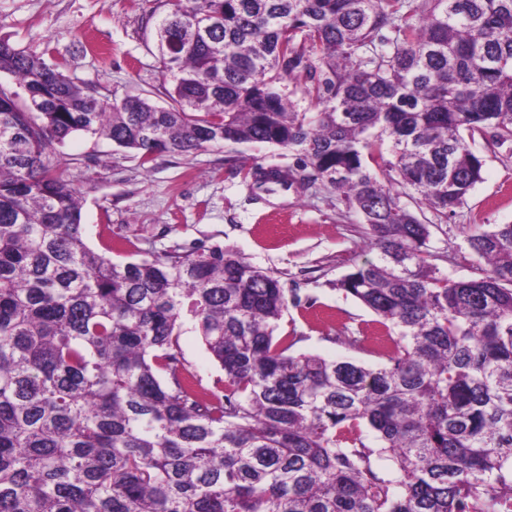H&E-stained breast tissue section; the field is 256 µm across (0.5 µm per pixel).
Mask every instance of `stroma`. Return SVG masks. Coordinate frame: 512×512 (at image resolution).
Masks as SVG:
<instances>
[{
  "mask_svg": "<svg viewBox=\"0 0 512 512\" xmlns=\"http://www.w3.org/2000/svg\"><path fill=\"white\" fill-rule=\"evenodd\" d=\"M160 6L161 0H0V39L61 61L68 75L102 95L147 94L162 105L167 85L151 52L152 13ZM475 149L484 159L482 180L449 217L447 233L431 238L433 251L448 255L444 272L456 280L478 277L481 266L465 249L460 225L512 224V146L482 141ZM296 160V153L268 145L226 144L188 156L164 153L144 166L127 150L84 137L55 148L52 158L82 196L91 247L112 240L117 260L141 251L233 248L277 273L300 298L278 330L297 337L295 352L378 366L375 354L336 338L346 327L375 331L373 314L332 287L371 255L359 217L325 185L301 196H255L239 175L255 163L286 167Z\"/></svg>",
  "mask_w": 512,
  "mask_h": 512,
  "instance_id": "stroma-1",
  "label": "stroma"
}]
</instances>
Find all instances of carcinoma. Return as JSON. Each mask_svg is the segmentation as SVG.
Instances as JSON below:
<instances>
[{"label":"carcinoma","mask_w":512,"mask_h":512,"mask_svg":"<svg viewBox=\"0 0 512 512\" xmlns=\"http://www.w3.org/2000/svg\"><path fill=\"white\" fill-rule=\"evenodd\" d=\"M154 46L163 106L0 41V512H512V224L461 226L478 278L430 246L482 179L475 137L512 144V0H172ZM75 135L142 165L297 153L243 180L320 181L360 218L377 258L333 288L376 315L386 363L290 353L280 276L231 248H91L47 155ZM180 344L185 358L193 365L203 384L209 387L217 377L224 378V372L206 350L201 336L191 329L180 337Z\"/></svg>","instance_id":"carcinoma-1"}]
</instances>
